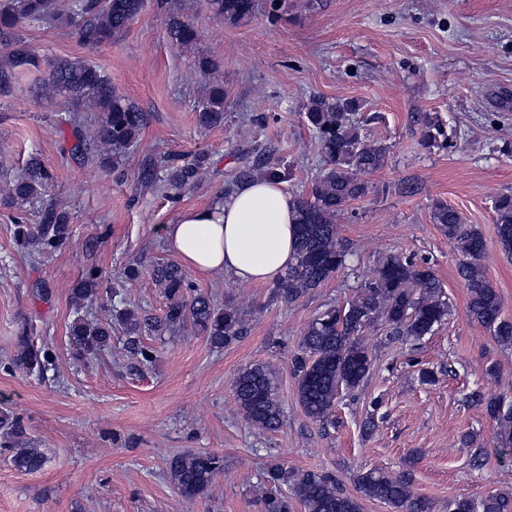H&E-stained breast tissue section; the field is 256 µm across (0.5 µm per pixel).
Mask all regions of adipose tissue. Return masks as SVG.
<instances>
[{
	"label": "adipose tissue",
	"mask_w": 512,
	"mask_h": 512,
	"mask_svg": "<svg viewBox=\"0 0 512 512\" xmlns=\"http://www.w3.org/2000/svg\"><path fill=\"white\" fill-rule=\"evenodd\" d=\"M294 221L292 198L281 184L259 180L184 211L166 226L165 237L194 272L267 284L281 279L295 262Z\"/></svg>",
	"instance_id": "1"
}]
</instances>
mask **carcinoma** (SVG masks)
Listing matches in <instances>:
<instances>
[{
	"label": "carcinoma",
	"instance_id": "1",
	"mask_svg": "<svg viewBox=\"0 0 512 512\" xmlns=\"http://www.w3.org/2000/svg\"><path fill=\"white\" fill-rule=\"evenodd\" d=\"M214 17L222 22L239 23L257 9L256 0H208ZM144 0H70L62 9L58 0H0V95L18 88L22 77L41 70L42 59L32 49L24 29L36 26L64 25L84 46L96 47L125 32L138 16ZM173 42L188 46L197 40V31L189 22L173 18L168 25ZM48 73L35 83L36 93L74 113L69 120L76 143L67 151L73 160L98 161L102 167L117 171L125 163L130 149L138 142L146 124V114L120 96L112 79L98 65L82 59L57 58L46 62ZM98 112L94 117L96 134L88 138L76 130L85 121L79 115L84 108ZM359 110L355 100L334 103L312 99L304 112L307 124L316 132L319 150L327 168L307 192L293 196L297 238L295 263L280 279L276 294L293 303L320 287L344 266L347 247L339 236L337 217L350 202L369 193L364 176L383 168L390 154L386 144L368 138L351 119ZM205 128L224 124V90L215 88L198 113ZM419 144L425 149L448 147L439 123L425 115L420 120ZM207 162L199 154L187 161L169 155L152 159L139 172L144 186L164 184L180 191L193 185ZM280 181L283 173L269 154L261 152L256 160L237 170L233 184L256 178ZM53 180V173L40 157L30 156L12 182L13 197L33 203L40 199ZM496 235L502 254L512 258V191L498 195L493 203ZM433 223L440 226L454 243L462 260L458 273L468 295V319L487 329L497 342L512 344V318L504 315V303L483 270L486 251L483 235L466 223L460 211L442 201L431 206ZM14 239L33 257L51 256L68 248L71 231L67 217L53 207L42 210L36 224L14 222ZM154 280L164 289L167 299L164 316L140 322L131 309L117 311V320L135 331L140 325L158 332L170 326L191 324L216 347H227L246 335L245 322L233 308L221 309L196 288L187 272L176 263L161 264L152 271ZM103 283L101 270L86 267L72 289L80 301H91ZM450 312L442 285L426 260L417 261L400 254L382 257L374 277L362 283L355 295L343 305L329 304L307 324L301 343L290 359L296 383L298 403L304 414L322 424L334 421L338 395L363 387L373 365L365 336L382 325L387 335L417 343L432 334ZM68 342L79 356L101 354L112 348V324L101 323L85 315H76L68 326ZM17 354L0 363V369L16 368L45 376L54 368L50 349L39 346L28 336L18 337ZM234 399L245 419L263 431H275L283 422L275 377L266 365H254L238 372L232 382ZM468 401L484 409L496 425V439L512 451V402L501 397H486L475 390ZM24 436L22 418L0 411V453L9 455L13 467L24 473L40 471L45 454L39 448L18 446ZM167 469L180 493L187 498L204 494L224 470V458L208 452H185L173 456ZM266 482L260 489L263 512H360L357 498L345 494L329 475L315 471H294L282 461L268 465ZM362 496L379 501L391 512H430L429 503L412 490V479L405 473L378 468L363 469L354 475ZM448 512H512V495L492 492L476 502L462 497L448 502Z\"/></svg>",
	"mask_w": 512,
	"mask_h": 512
}]
</instances>
